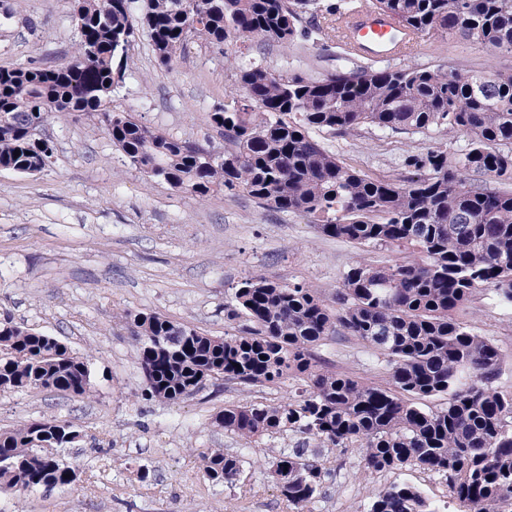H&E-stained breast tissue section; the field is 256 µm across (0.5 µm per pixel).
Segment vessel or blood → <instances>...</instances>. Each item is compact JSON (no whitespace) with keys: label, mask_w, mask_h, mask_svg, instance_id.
<instances>
[{"label":"vessel or blood","mask_w":512,"mask_h":512,"mask_svg":"<svg viewBox=\"0 0 512 512\" xmlns=\"http://www.w3.org/2000/svg\"><path fill=\"white\" fill-rule=\"evenodd\" d=\"M347 41L359 56L395 59L407 55L416 43L392 17L377 12L353 15L346 25Z\"/></svg>","instance_id":"b4317fda"}]
</instances>
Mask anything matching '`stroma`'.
I'll return each mask as SVG.
<instances>
[{
	"mask_svg": "<svg viewBox=\"0 0 512 512\" xmlns=\"http://www.w3.org/2000/svg\"><path fill=\"white\" fill-rule=\"evenodd\" d=\"M77 40L70 0H0V68L66 67ZM127 54L110 110L133 113L183 140L217 144L223 138L208 115L223 105L237 64L252 61L306 77L338 66L336 47L253 37L218 49L191 42L167 69L158 66L146 35L136 37ZM390 65L494 74L512 71V54L427 37ZM42 136L53 148L45 169H0V318L60 338L87 356L95 392L84 399L0 393L2 429L55 416L83 433L63 451L80 473L77 483L23 497L0 489V512H292L274 484L272 460L274 451L299 445L326 474L312 512H367L373 495L393 484L418 488L441 512H458L445 481L420 467L370 473L357 448H325L291 433L248 444L214 426L225 405L280 402L293 394L292 383L245 389L217 380L179 403L143 399L135 340L123 320L127 313H157L212 336L234 334L240 323L225 318L224 305L244 276L303 283L329 298L357 257L382 264L397 251L360 249L323 235L301 216L240 190L205 200L176 191L131 169L106 131L83 116L51 119ZM312 136L356 169L397 183L409 174L408 155L439 146L453 156L468 143L445 128L412 134L364 126L350 136L325 130ZM457 317L498 347L501 369L493 386L511 395L512 305L482 288ZM317 354L336 372L377 386L388 382L380 356L353 337L332 336ZM210 448L243 456L232 485L205 479L202 454Z\"/></svg>",
	"mask_w": 512,
	"mask_h": 512,
	"instance_id": "1",
	"label": "stroma"
}]
</instances>
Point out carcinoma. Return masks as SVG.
Here are the masks:
<instances>
[{"label":"carcinoma","mask_w":512,"mask_h":512,"mask_svg":"<svg viewBox=\"0 0 512 512\" xmlns=\"http://www.w3.org/2000/svg\"><path fill=\"white\" fill-rule=\"evenodd\" d=\"M79 40L64 69H0V168L34 174L51 158L35 137L55 115L78 114L103 125L127 164L205 199L242 190L317 225L326 236L358 245L412 250L374 266L355 262L331 299L303 284L245 276L224 305L238 334L209 336L155 313L125 316L136 337L142 396L178 402L224 378L265 387L291 381L296 394L275 404L224 406L214 424L248 443L293 432L329 448L355 445L361 467L385 472L406 465L441 476L460 512H500L512 502V396L492 383L497 347L457 318L483 286L512 304V72L377 67L343 45V65L305 78L251 63L238 89L209 113L224 145L160 132L108 109L128 67L115 40L149 35L159 64L171 67L190 40L208 46L248 36L291 45L320 41L360 11L397 19L418 37L446 35L512 53V0H73ZM364 125L386 132L440 127L468 136L455 156L428 146L405 160L403 182L362 173L310 136L351 133ZM20 155H14V151ZM464 172L484 176L478 183ZM382 356L389 386L326 368L315 350L338 333ZM94 392L87 358L66 343L0 319V392ZM440 398L425 410L411 402ZM82 437L70 421L43 418L0 429V489L18 496L79 479L60 449ZM303 447L273 456L274 477L294 512L321 494L322 468ZM213 485L233 484L243 460L222 448L203 455ZM368 512H438L415 487L393 484Z\"/></svg>","instance_id":"carcinoma-1"}]
</instances>
